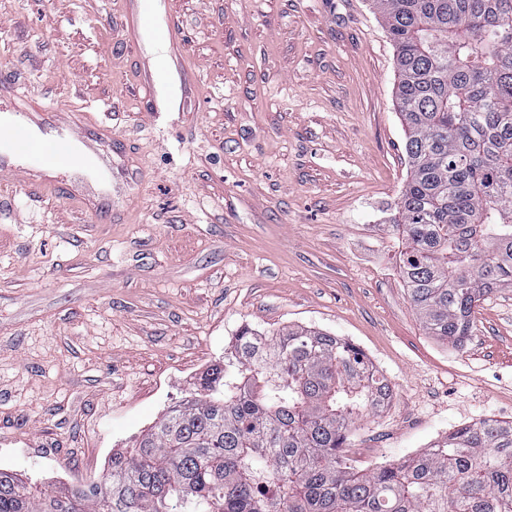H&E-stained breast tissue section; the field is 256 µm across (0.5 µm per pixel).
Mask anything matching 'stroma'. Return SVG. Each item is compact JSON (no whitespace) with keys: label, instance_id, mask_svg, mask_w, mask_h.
<instances>
[{"label":"stroma","instance_id":"1","mask_svg":"<svg viewBox=\"0 0 512 512\" xmlns=\"http://www.w3.org/2000/svg\"><path fill=\"white\" fill-rule=\"evenodd\" d=\"M0 0V78L105 119L92 211L0 183V471L100 482L243 325L346 338L391 384L361 469L468 414L512 420V287L460 349L428 336L390 218L404 186L394 49L371 0ZM175 25L180 63L153 48ZM150 70L152 93L140 75Z\"/></svg>","mask_w":512,"mask_h":512}]
</instances>
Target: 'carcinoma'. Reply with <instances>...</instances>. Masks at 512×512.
Listing matches in <instances>:
<instances>
[{
    "label": "carcinoma",
    "mask_w": 512,
    "mask_h": 512,
    "mask_svg": "<svg viewBox=\"0 0 512 512\" xmlns=\"http://www.w3.org/2000/svg\"><path fill=\"white\" fill-rule=\"evenodd\" d=\"M393 45L409 175L391 217L428 335L461 348L512 286V0H374ZM387 381L350 342L249 326L224 362L103 481L37 491L0 472V512H512V424L456 429L413 457L348 463Z\"/></svg>",
    "instance_id": "1"
}]
</instances>
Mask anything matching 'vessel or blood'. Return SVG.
Returning a JSON list of instances; mask_svg holds the SVG:
<instances>
[{
    "label": "vessel or blood",
    "mask_w": 512,
    "mask_h": 512,
    "mask_svg": "<svg viewBox=\"0 0 512 512\" xmlns=\"http://www.w3.org/2000/svg\"><path fill=\"white\" fill-rule=\"evenodd\" d=\"M0 97L13 105L0 134V178L20 177L98 208L112 192L111 125L38 101L15 80L0 81Z\"/></svg>",
    "instance_id": "vessel-or-blood-1"
}]
</instances>
